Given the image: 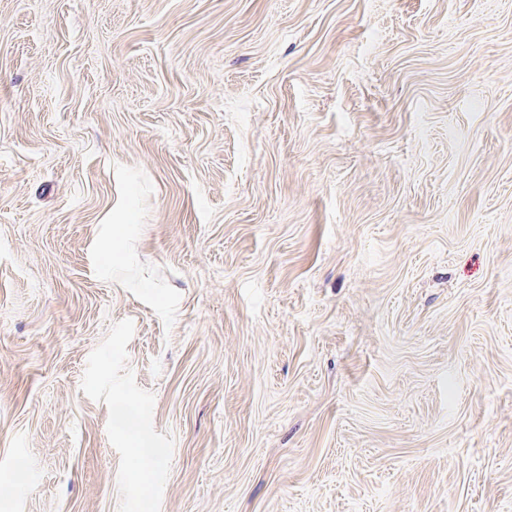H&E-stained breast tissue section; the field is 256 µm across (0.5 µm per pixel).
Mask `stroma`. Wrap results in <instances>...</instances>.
I'll list each match as a JSON object with an SVG mask.
<instances>
[{
	"instance_id": "stroma-1",
	"label": "stroma",
	"mask_w": 512,
	"mask_h": 512,
	"mask_svg": "<svg viewBox=\"0 0 512 512\" xmlns=\"http://www.w3.org/2000/svg\"><path fill=\"white\" fill-rule=\"evenodd\" d=\"M19 459L0 512H512V0H0Z\"/></svg>"
}]
</instances>
